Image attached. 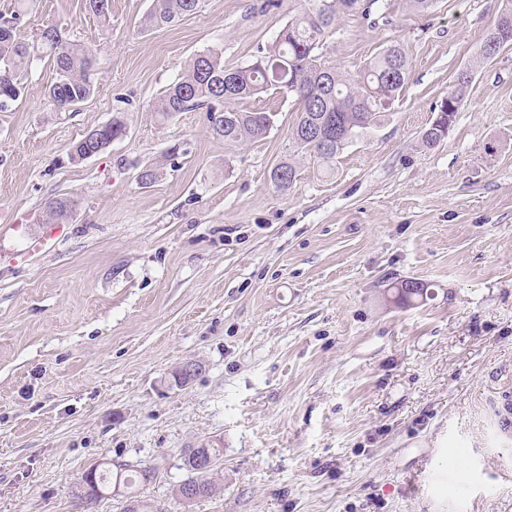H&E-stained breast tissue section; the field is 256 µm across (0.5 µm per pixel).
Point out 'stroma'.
<instances>
[{"label": "stroma", "instance_id": "35a3bbf8", "mask_svg": "<svg viewBox=\"0 0 512 512\" xmlns=\"http://www.w3.org/2000/svg\"><path fill=\"white\" fill-rule=\"evenodd\" d=\"M391 24L339 17L325 56L354 71L391 42L411 73L332 166L288 149L294 98L260 140L224 143L205 110L150 105L194 54L250 63L305 0H204L145 30L151 0H32L17 27L57 25L93 54L94 94L59 112L36 62L0 109V512H74L97 462L154 467L163 512H512V50L479 68L447 136L421 143L502 0H390ZM119 120L82 163L69 148ZM158 177L142 187L138 174ZM78 201L49 224L47 203ZM429 296L394 303L393 283ZM193 359L188 386L171 375ZM223 450L215 494L184 502L183 451ZM123 132V125L118 120H113L112 123L100 128L98 132L99 140H97L95 144L90 145L85 142L86 136L74 142L69 150L70 160L73 163L82 162L84 160V154L90 146H93L95 149H100V152H103L110 141L118 139Z\"/></svg>", "mask_w": 512, "mask_h": 512}]
</instances>
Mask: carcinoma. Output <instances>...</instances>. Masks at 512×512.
<instances>
[{"label": "carcinoma", "mask_w": 512, "mask_h": 512, "mask_svg": "<svg viewBox=\"0 0 512 512\" xmlns=\"http://www.w3.org/2000/svg\"><path fill=\"white\" fill-rule=\"evenodd\" d=\"M307 7L288 23L269 44L257 49L253 61L240 68H224V49L211 47L194 55L181 75L152 102V110L163 120L179 112L206 109L211 130L224 142L240 143L266 137L273 126V114L251 111H226L224 101L254 98L270 89L295 98L300 111L292 127L288 155L271 171L276 188L286 190L296 178L295 156H309L329 166L344 148L362 131L377 124L380 113L402 91L409 78L408 48L400 42L384 47L367 60L356 73L344 72L323 55L321 41L327 29L342 14L359 10L363 15L376 13L385 19L387 0H306ZM202 0H151L143 19L146 29L164 28L183 16L197 13ZM27 8L18 0V11L10 20L0 23V108L16 101L23 89V76L43 56L52 57L56 80L46 90V97L60 112L74 111L91 97L96 84L92 79V54L79 42L60 44L59 29L48 25L39 29L28 42L15 34L20 12ZM512 0H503L500 15L482 39L479 52L469 66L458 72L448 93L436 105L437 115L421 136L422 144L431 148L448 133L458 110H448V103H464L475 68L489 60V54L512 48ZM123 125L114 120L100 128L99 140L90 145L85 139L72 144L70 160L80 163L89 147L105 150L120 137ZM76 207L69 196L51 200L46 207L49 224H66ZM395 301L409 305L428 296L424 284L402 280L392 286ZM211 458V468L200 470L183 456L188 473L178 488L183 494L191 487L203 497L215 491L212 472L220 459L221 449L209 443L200 449ZM151 469L144 467L125 475L121 472L96 470L88 482L93 497L88 505L106 497L114 485L130 488L148 481Z\"/></svg>", "instance_id": "obj_1"}]
</instances>
